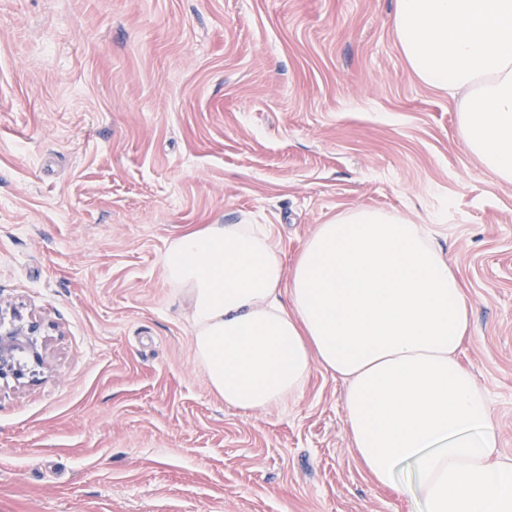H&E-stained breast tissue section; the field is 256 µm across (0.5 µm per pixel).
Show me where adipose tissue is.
I'll use <instances>...</instances> for the list:
<instances>
[{
	"label": "adipose tissue",
	"instance_id": "obj_1",
	"mask_svg": "<svg viewBox=\"0 0 512 512\" xmlns=\"http://www.w3.org/2000/svg\"><path fill=\"white\" fill-rule=\"evenodd\" d=\"M162 264L226 405L285 402L319 363L346 385L353 449L377 483L407 466L419 512H512V458L457 357L469 306L423 225L353 208L318 225L288 270L259 225L209 224L171 240Z\"/></svg>",
	"mask_w": 512,
	"mask_h": 512
}]
</instances>
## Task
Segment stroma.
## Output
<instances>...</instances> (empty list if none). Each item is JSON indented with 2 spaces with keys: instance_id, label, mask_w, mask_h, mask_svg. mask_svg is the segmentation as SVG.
<instances>
[{
  "instance_id": "obj_1",
  "label": "stroma",
  "mask_w": 512,
  "mask_h": 512,
  "mask_svg": "<svg viewBox=\"0 0 512 512\" xmlns=\"http://www.w3.org/2000/svg\"><path fill=\"white\" fill-rule=\"evenodd\" d=\"M395 4L0 0V303L44 327L36 379H0V512H414L320 364L285 404L225 405L161 261L264 224L289 267L357 207L444 248L512 456V184L408 67Z\"/></svg>"
}]
</instances>
